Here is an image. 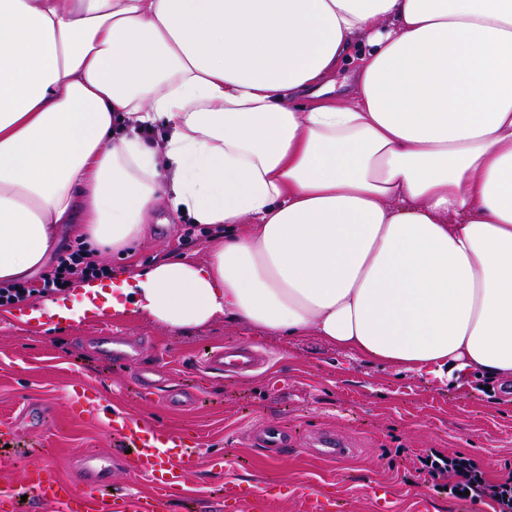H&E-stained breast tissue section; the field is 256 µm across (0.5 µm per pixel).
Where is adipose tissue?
Returning a JSON list of instances; mask_svg holds the SVG:
<instances>
[{
	"mask_svg": "<svg viewBox=\"0 0 512 512\" xmlns=\"http://www.w3.org/2000/svg\"><path fill=\"white\" fill-rule=\"evenodd\" d=\"M161 205L222 230L206 262L25 320L221 317L512 383V0H0V282L68 225L130 250Z\"/></svg>",
	"mask_w": 512,
	"mask_h": 512,
	"instance_id": "adipose-tissue-1",
	"label": "adipose tissue"
}]
</instances>
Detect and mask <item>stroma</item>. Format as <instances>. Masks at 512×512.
Here are the masks:
<instances>
[{"label":"stroma","mask_w":512,"mask_h":512,"mask_svg":"<svg viewBox=\"0 0 512 512\" xmlns=\"http://www.w3.org/2000/svg\"><path fill=\"white\" fill-rule=\"evenodd\" d=\"M190 223L182 217L150 224L134 253L102 259L129 274L167 257L206 261L214 238L189 233ZM24 313L19 304L0 307V421L18 422L16 442L0 446V490H20L27 466H51L68 480L80 454L119 452L103 421L116 408L192 438L194 463L173 512H227L228 481L254 490L239 512H312L317 492L333 512H491L435 488L418 473L419 457L433 450L463 453L491 477L512 471V392L482 378L460 388L353 358L311 334L266 337L220 318L173 332L133 313L90 314L54 328L30 325ZM107 327L143 340L144 363L158 365L167 384L196 394V402L178 406L142 398L131 367L83 342ZM233 342L264 350L269 365L246 378L208 383L197 371L201 352ZM77 380L96 392V409L72 412L68 392ZM32 404L44 408L45 419L26 418ZM270 422L296 433L287 454L254 445V431ZM325 430L349 444L343 460H326L311 446Z\"/></svg>","instance_id":"1"}]
</instances>
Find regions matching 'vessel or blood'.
<instances>
[{"label": "vessel or blood", "instance_id": "1", "mask_svg": "<svg viewBox=\"0 0 512 512\" xmlns=\"http://www.w3.org/2000/svg\"><path fill=\"white\" fill-rule=\"evenodd\" d=\"M94 347L112 361L134 367L136 385L141 391L157 395L155 371L140 365L141 349L123 337L104 331L93 337ZM269 362L266 354L238 343L215 345L201 359L204 372L221 379L245 378L264 368ZM107 427L118 437L126 452L121 461L130 465L136 474L150 478L153 491L135 496L128 492H108L113 469L118 460L94 453L78 457L74 481L60 478L48 466L27 470L25 484L40 503L54 506L56 512H170L173 490L181 488L185 478V456L189 444L186 437L175 436L157 426L138 423L122 410H114ZM255 444L281 452L289 445L287 431L279 425L268 424L253 436ZM82 485L83 493H76L75 485Z\"/></svg>", "mask_w": 512, "mask_h": 512}]
</instances>
